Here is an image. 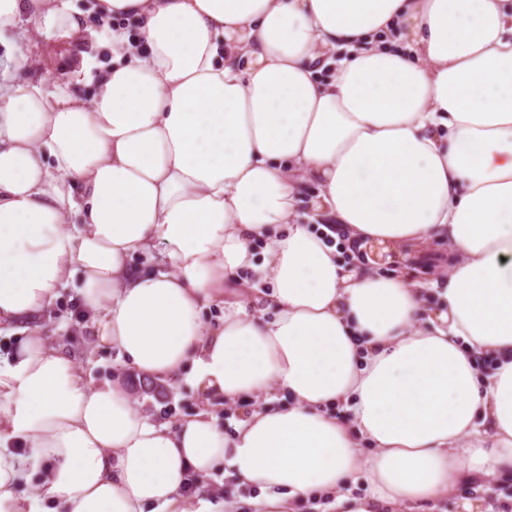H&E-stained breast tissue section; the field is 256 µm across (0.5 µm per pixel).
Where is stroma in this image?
<instances>
[{
    "label": "stroma",
    "mask_w": 512,
    "mask_h": 512,
    "mask_svg": "<svg viewBox=\"0 0 512 512\" xmlns=\"http://www.w3.org/2000/svg\"><path fill=\"white\" fill-rule=\"evenodd\" d=\"M108 25L91 18L81 36L48 42L33 34L27 25L0 32V86L9 87L23 77L52 91L66 87L71 79H81V90L94 89L93 71L89 64L96 55L95 45L108 36ZM346 264L360 272L388 274L406 272L414 281L427 283L446 277L448 245L434 240L428 243H378L364 241L361 249L344 256ZM74 306L61 300L56 310L44 315L42 323L52 343L82 347L89 331ZM85 372L100 382L122 376L133 389L135 409L152 419L170 424L193 412L199 405L195 393L187 385L166 389L158 395H147L136 386L133 374L125 368L116 350L102 347L83 356ZM473 503L478 512H512V477H499L479 484L460 486L455 492L434 502L432 512H465V504Z\"/></svg>",
    "instance_id": "stroma-1"
}]
</instances>
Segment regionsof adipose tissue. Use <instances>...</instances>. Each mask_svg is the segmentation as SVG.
Segmentation results:
<instances>
[{"instance_id": "ef3b65f1", "label": "adipose tissue", "mask_w": 512, "mask_h": 512, "mask_svg": "<svg viewBox=\"0 0 512 512\" xmlns=\"http://www.w3.org/2000/svg\"><path fill=\"white\" fill-rule=\"evenodd\" d=\"M91 11L136 23L91 98L0 96V512H224V465L258 512L512 475V0H0V30L71 39ZM308 183L310 223L446 241L441 309L348 271ZM65 291L87 347L200 409L158 424L87 378L41 325ZM224 470L227 471L228 468L225 466ZM224 470L222 468L218 469L216 472L212 474V476L206 481L214 484V489L216 491H208V496L224 498V500L235 501L238 504V507L235 511L239 512H253L255 511L249 504L242 501V499H249L255 496V493H246L244 495L234 492L233 487L228 483L227 475L224 474Z\"/></svg>"}]
</instances>
